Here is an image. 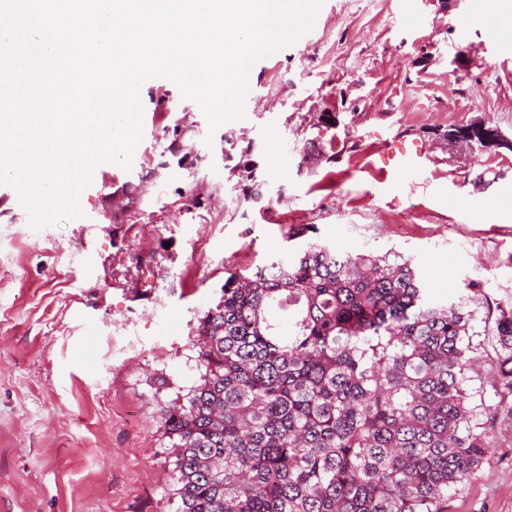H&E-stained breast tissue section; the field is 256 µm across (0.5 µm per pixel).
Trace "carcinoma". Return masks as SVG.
Instances as JSON below:
<instances>
[{"label":"carcinoma","instance_id":"cac0c4a2","mask_svg":"<svg viewBox=\"0 0 512 512\" xmlns=\"http://www.w3.org/2000/svg\"><path fill=\"white\" fill-rule=\"evenodd\" d=\"M481 295L434 302L411 260L320 243L228 274L198 381L157 401L174 512H447L493 448L469 376ZM483 333L510 396L512 310Z\"/></svg>","mask_w":512,"mask_h":512}]
</instances>
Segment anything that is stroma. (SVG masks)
I'll return each mask as SVG.
<instances>
[{
	"mask_svg": "<svg viewBox=\"0 0 512 512\" xmlns=\"http://www.w3.org/2000/svg\"><path fill=\"white\" fill-rule=\"evenodd\" d=\"M249 83L256 101L212 133L174 82L145 81L132 166L105 164L82 219L33 227L0 183V512H173L154 382L198 380L192 339L227 271L313 241L396 251L436 300L477 283L512 308V18L493 0H323ZM470 122L505 146L448 140ZM400 139L424 169L381 180ZM458 193L495 207L460 213ZM490 425L448 512H512V417Z\"/></svg>",
	"mask_w": 512,
	"mask_h": 512,
	"instance_id": "1",
	"label": "stroma"
}]
</instances>
